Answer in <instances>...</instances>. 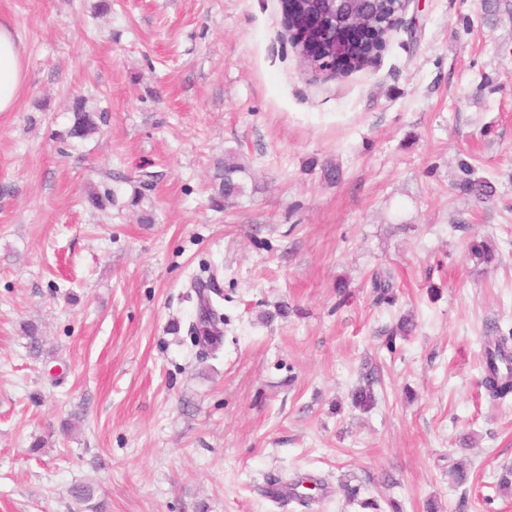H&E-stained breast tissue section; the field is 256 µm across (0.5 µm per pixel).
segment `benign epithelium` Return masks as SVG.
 I'll return each mask as SVG.
<instances>
[{"mask_svg": "<svg viewBox=\"0 0 512 512\" xmlns=\"http://www.w3.org/2000/svg\"><path fill=\"white\" fill-rule=\"evenodd\" d=\"M407 0H391L388 10L375 8L379 0H323L316 10H305L291 30L305 29L307 61L316 71L336 72V66L362 59L370 64L385 49L400 22Z\"/></svg>", "mask_w": 512, "mask_h": 512, "instance_id": "1", "label": "benign epithelium"}]
</instances>
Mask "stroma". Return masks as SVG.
I'll use <instances>...</instances> for the list:
<instances>
[{"label": "stroma", "mask_w": 512, "mask_h": 512, "mask_svg": "<svg viewBox=\"0 0 512 512\" xmlns=\"http://www.w3.org/2000/svg\"><path fill=\"white\" fill-rule=\"evenodd\" d=\"M0 19L25 47L0 113V512H512V398L480 385L489 327L512 333V0H409L336 77L301 64L280 0ZM81 97L107 112L86 139ZM72 112L74 114L73 125L68 131V136L72 138H85L98 129V123L93 112H89L86 109L84 99H76L72 106Z\"/></svg>", "instance_id": "1"}]
</instances>
